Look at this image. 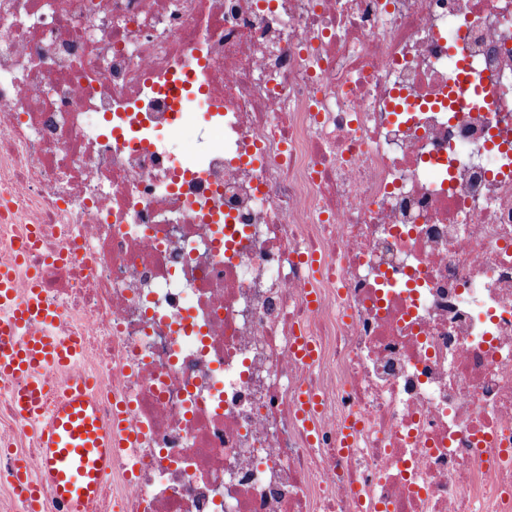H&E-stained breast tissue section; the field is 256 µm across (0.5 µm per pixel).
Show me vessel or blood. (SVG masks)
<instances>
[{
	"label": "vessel or blood",
	"instance_id": "1",
	"mask_svg": "<svg viewBox=\"0 0 512 512\" xmlns=\"http://www.w3.org/2000/svg\"><path fill=\"white\" fill-rule=\"evenodd\" d=\"M39 244L37 230H30L16 265L0 267V378L21 379L12 403L34 431L40 454L37 470L19 460L14 475L28 512H44L47 492L59 512H91L113 460L135 434L123 415L102 418L88 378H70L58 392L45 377L46 366L76 365L83 344L57 335L58 311L45 301L37 270L26 265Z\"/></svg>",
	"mask_w": 512,
	"mask_h": 512
}]
</instances>
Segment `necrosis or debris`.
I'll list each match as a JSON object with an SVG mask.
<instances>
[{
    "mask_svg": "<svg viewBox=\"0 0 512 512\" xmlns=\"http://www.w3.org/2000/svg\"><path fill=\"white\" fill-rule=\"evenodd\" d=\"M32 224L45 375L138 435L98 512H512V0H0V266Z\"/></svg>",
    "mask_w": 512,
    "mask_h": 512,
    "instance_id": "1",
    "label": "necrosis or debris"
}]
</instances>
